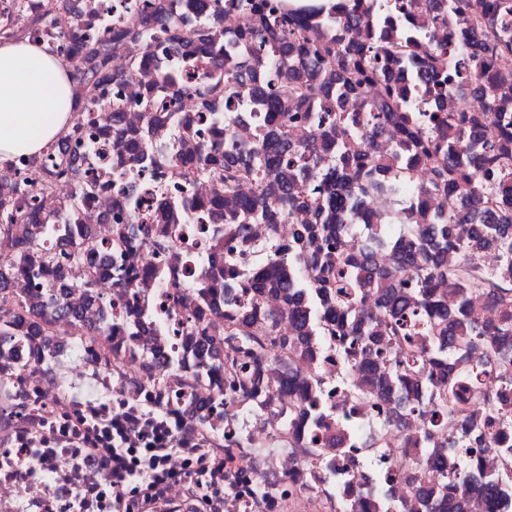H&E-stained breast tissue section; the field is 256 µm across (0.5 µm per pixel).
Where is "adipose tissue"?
<instances>
[{"label": "adipose tissue", "mask_w": 512, "mask_h": 512, "mask_svg": "<svg viewBox=\"0 0 512 512\" xmlns=\"http://www.w3.org/2000/svg\"><path fill=\"white\" fill-rule=\"evenodd\" d=\"M66 65L29 40L0 45V164L35 154L70 124Z\"/></svg>", "instance_id": "1"}]
</instances>
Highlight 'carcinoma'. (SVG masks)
<instances>
[{
  "instance_id": "cac0c4a2",
  "label": "carcinoma",
  "mask_w": 512,
  "mask_h": 512,
  "mask_svg": "<svg viewBox=\"0 0 512 512\" xmlns=\"http://www.w3.org/2000/svg\"><path fill=\"white\" fill-rule=\"evenodd\" d=\"M253 7L243 28L247 40L274 48L288 62L297 82L283 101L266 96V107L281 126L299 118L323 101V115L309 142H261L236 159L222 164L213 149L205 150L200 172L214 182L218 195L234 192L239 179L262 183L285 166L299 184L270 198L260 192L239 201L244 224L265 221L272 212L290 215L297 209L313 211L318 222L296 234L288 247V266L304 269V277L283 279L278 264L282 250L271 251L252 272L236 279L235 286L256 294L272 287L288 302L306 298L297 309L298 336L287 341L275 336L274 316L262 322L251 317L228 322V336L243 341L233 350L234 375L243 378L261 365L265 345H287L292 350L310 336L330 335L345 358L383 360L393 366L389 394L382 401L422 417L427 438L445 433L448 417L463 416L455 401L463 382L484 386L479 372L448 367V382L439 394L415 402L407 395L415 382L429 387L431 367L467 348L497 336L512 335V209L503 206L499 187L484 174L496 170L512 183V113L499 105L501 90L512 85V0H486L483 16L471 14L470 0H299L275 7L268 0H251ZM424 10L431 25L416 23ZM319 16L335 30L320 41L309 38L310 19ZM224 84L204 87L200 94L238 95L248 86V62H223ZM369 92L364 113L365 130L351 128L345 100ZM392 131L403 148L394 155L396 166L371 153L376 135ZM421 157L428 181L415 182L406 171V154ZM389 186L401 196L436 195L444 200L448 217L441 224H414L409 238L399 242L391 264L372 266L367 253L348 246L345 237L354 210L368 195ZM25 187L14 185L0 195V238L16 244L23 259L33 258L45 268L61 262H79L85 251L47 247L51 232L37 223V215L15 205ZM479 210L475 237L461 243L449 225ZM494 246L500 265L491 272L478 263V252ZM462 254L456 265L445 264L444 254ZM448 283L457 305L448 309L435 285ZM478 293L492 314L489 323L469 319V297ZM375 297L377 308L360 307ZM47 319L37 333L51 343L50 327L68 317L59 292L49 293ZM31 314L27 298L9 291L0 274V338L10 335L17 319ZM327 410L320 395L300 406V415L320 426ZM450 483L439 488L419 485L418 496L426 512H464L466 497L474 490L489 497L498 509L512 487V469L473 481L467 470L441 469Z\"/></svg>"
}]
</instances>
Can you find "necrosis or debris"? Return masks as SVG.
<instances>
[{"label": "necrosis or debris", "mask_w": 512, "mask_h": 512, "mask_svg": "<svg viewBox=\"0 0 512 512\" xmlns=\"http://www.w3.org/2000/svg\"><path fill=\"white\" fill-rule=\"evenodd\" d=\"M46 0H0V39L34 20L29 41L80 68L89 60L81 39L99 42L112 72L132 79L82 85L74 101L79 136L64 142L76 176L55 173L54 149L17 157L0 168V190L27 184L52 240L82 245L85 233L107 248L106 264L85 258L65 265L59 284L74 316L60 329L63 350L30 344L26 323L0 340V512H381L372 491L383 474L385 493L412 498L414 483L402 466L417 458L412 441L420 424L406 412L384 411L381 401H349L345 386H360L359 362H345L332 339L310 352L286 354L268 347L265 363L246 389L229 383V366L201 356L199 336L227 345L225 326L239 309L255 318L271 314L276 333L296 331L283 299L224 288V268L250 270L273 246L288 247L309 210L274 215L237 234L238 198L259 185L241 181L237 193L214 199L213 184L196 168L201 152L221 146L223 158L265 140L275 130L254 92L229 100L197 89L218 78L216 59L247 56L256 89L282 98L294 74L267 47L241 37V9L200 7L199 0H75L68 22L44 18ZM173 15L159 27L152 13ZM130 135L148 132L160 165L144 162L111 135L113 114ZM52 191L39 195L45 181ZM404 201L372 193L353 216L354 241L381 235L401 223ZM135 233L121 241L114 227ZM153 225L168 237L156 250L138 235ZM106 292V323L90 333L80 317L88 303L85 283ZM297 372V388H276L278 363ZM332 406L322 443H314L299 406L314 379ZM512 427H479L467 447L448 451L451 465L489 473L498 469ZM330 471L315 470L310 446Z\"/></svg>", "instance_id": "4bbe7bcc"}]
</instances>
